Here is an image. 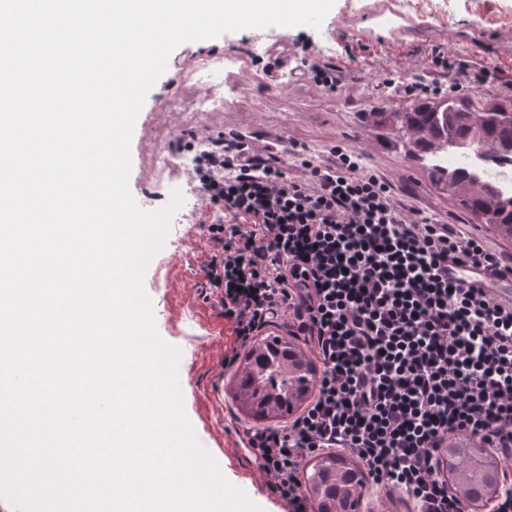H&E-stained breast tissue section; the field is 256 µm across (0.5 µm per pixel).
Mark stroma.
<instances>
[{
    "label": "stroma",
    "mask_w": 512,
    "mask_h": 512,
    "mask_svg": "<svg viewBox=\"0 0 512 512\" xmlns=\"http://www.w3.org/2000/svg\"><path fill=\"white\" fill-rule=\"evenodd\" d=\"M374 2L334 0L317 29L249 28L180 44L148 92L133 128L129 190L136 202L148 211L160 209L172 189L181 190L186 202L183 216L171 225L143 278L155 329L163 341L181 351L178 379L183 408L200 445L216 460L225 479L244 490L262 512H288L289 506L271 492L244 446L243 430L254 421L233 399L235 374L225 371L224 355L234 338L216 296L206 291L203 272L216 249L207 227L218 214L202 202L197 183L181 165L186 152L179 149V140L242 135L263 147L291 138L319 155L337 143L356 147L365 166L408 190L425 215L456 224L464 234L485 237L492 250L512 260V242H502L485 225L470 219L455 198L431 184L425 169L371 139L360 121L361 112L375 101L401 100L400 95L378 88L381 69H389L399 82L447 90L448 76L431 62L433 49L460 60L471 27L512 29V0H403L406 12L426 26L398 44H377L362 35V12L373 8ZM254 41L274 52L288 50L291 68L305 59L331 63L345 75V84L333 93L292 77L269 85L251 64L248 47ZM198 55L221 57L230 64L222 75L223 111H159L160 97L185 102L188 64ZM160 152L175 156L176 164L157 170L155 158Z\"/></svg>",
    "instance_id": "obj_1"
}]
</instances>
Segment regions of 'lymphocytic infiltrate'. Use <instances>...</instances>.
<instances>
[{
    "instance_id": "1",
    "label": "lymphocytic infiltrate",
    "mask_w": 512,
    "mask_h": 512,
    "mask_svg": "<svg viewBox=\"0 0 512 512\" xmlns=\"http://www.w3.org/2000/svg\"><path fill=\"white\" fill-rule=\"evenodd\" d=\"M189 174L224 211L205 276L237 348L290 323L320 363L301 414L246 433L273 491L308 512L303 460L343 450L417 512H468L437 457L468 434L512 462V305L450 280L448 266L497 270L498 256L423 215L353 148L229 141Z\"/></svg>"
}]
</instances>
